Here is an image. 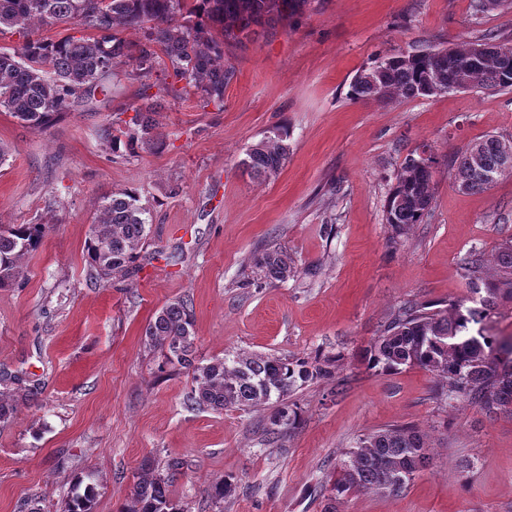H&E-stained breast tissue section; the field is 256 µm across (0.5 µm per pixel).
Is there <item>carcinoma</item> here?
I'll return each instance as SVG.
<instances>
[{
	"label": "carcinoma",
	"instance_id": "1",
	"mask_svg": "<svg viewBox=\"0 0 512 512\" xmlns=\"http://www.w3.org/2000/svg\"><path fill=\"white\" fill-rule=\"evenodd\" d=\"M305 0H0V34L23 38L19 49L0 50V111L35 128L49 127L74 105L111 88L116 66L129 57L130 45L117 37L122 26L144 31L146 44L135 58L142 76L152 74L155 52L160 47L173 75L193 87L205 105L224 106V41L272 13L286 14ZM472 16L491 10H512V0H471ZM59 24L83 27L85 33L66 34L56 40L40 30ZM512 54V40L478 30L464 46L399 52L377 58L364 67L350 84L353 100H368L388 107L397 98H430L468 90L495 93L512 90V66L503 62ZM125 131H105L112 151L125 148L154 149L151 135L156 107L145 103L134 109ZM290 132L277 127L251 145L243 165L256 176L277 173L290 154ZM420 153L408 154L400 165L386 200L385 220L397 236L423 222L435 200L433 169L436 158L418 163ZM448 175L452 184L470 192L484 191L503 177H512V139L489 135L467 144ZM152 223L151 211L141 204L136 188L112 193L99 205L84 244L90 278L108 283L124 277L136 263ZM50 224H0V288L19 282L25 257L36 250L51 231ZM250 267L259 285L284 283L296 267L287 250L271 246L253 254ZM463 276L475 293H483L479 305L459 299L445 308L407 301L395 309L380 336L366 350L367 363L383 372L418 366L432 372L433 397L446 404L462 397L487 414L512 415V344L505 347L482 330L474 329L503 301L512 302V238L497 250V268L487 272L482 252L473 250L462 262ZM148 344L163 355V365L180 367L192 374L186 396L190 406L224 410L248 409L273 403L265 429L276 443L296 428L297 406L290 397L296 389L331 376L336 357H280L238 353L216 357L208 363L196 360L193 310L182 298L156 313L145 330ZM35 385L18 376L0 373V423H9L18 412V400H32ZM339 478L333 483L324 512H336L333 503L353 489L383 494L398 492L428 464L423 436L405 425H390L368 434L346 453ZM183 461H166L159 472L154 459L144 458L118 512H183L170 497L173 477ZM231 483L209 489L208 496L224 512V496ZM97 483L91 473L76 479L64 512H96Z\"/></svg>",
	"mask_w": 512,
	"mask_h": 512
}]
</instances>
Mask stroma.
Segmentation results:
<instances>
[{"mask_svg": "<svg viewBox=\"0 0 512 512\" xmlns=\"http://www.w3.org/2000/svg\"><path fill=\"white\" fill-rule=\"evenodd\" d=\"M482 28L512 38V11ZM470 0H305L297 11L224 45L223 107L193 93L164 101L160 146L115 153L103 128L127 121L161 72L118 67L108 96L75 106L40 130L0 112V224L51 225L27 256L18 285L0 288V369L39 384L0 427V512L39 501L62 512L77 475L95 473L97 512H117L144 457L182 458L171 483L183 512H323L321 489L358 438L412 424L429 466L401 491H351L337 512H512V417L435 400L420 367L369 369L365 348L409 299L448 304L472 297L461 270L478 249L494 258L512 237V177L483 192L459 191L448 163L486 135L512 139V91H460L380 107L348 97L375 58L473 29ZM290 155L264 180L241 166L276 126ZM436 157L426 221L393 237L387 194L405 156ZM139 189L153 222L138 265L93 285L83 248L95 209L112 192ZM286 248L287 282L246 285L253 253ZM191 298L196 355L336 357L333 375L297 389L299 424L278 443L263 428L272 405L221 412L188 407L192 379L157 373L145 336L163 306ZM230 481L216 510L208 489Z\"/></svg>", "mask_w": 512, "mask_h": 512, "instance_id": "35a3bbf8", "label": "stroma"}]
</instances>
